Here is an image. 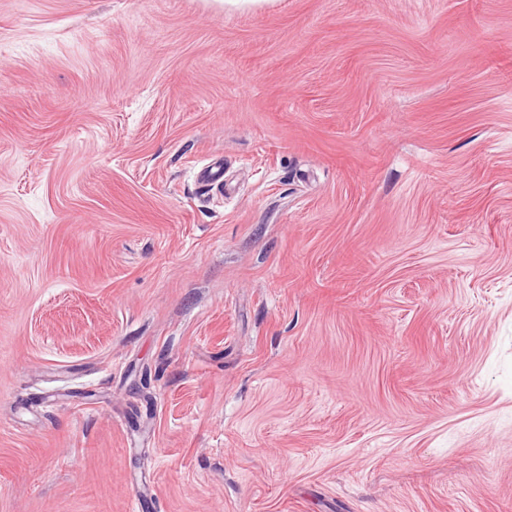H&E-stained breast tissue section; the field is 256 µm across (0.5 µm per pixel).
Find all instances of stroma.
Masks as SVG:
<instances>
[{
  "instance_id": "1",
  "label": "stroma",
  "mask_w": 512,
  "mask_h": 512,
  "mask_svg": "<svg viewBox=\"0 0 512 512\" xmlns=\"http://www.w3.org/2000/svg\"><path fill=\"white\" fill-rule=\"evenodd\" d=\"M0 512H512V0H0Z\"/></svg>"
}]
</instances>
